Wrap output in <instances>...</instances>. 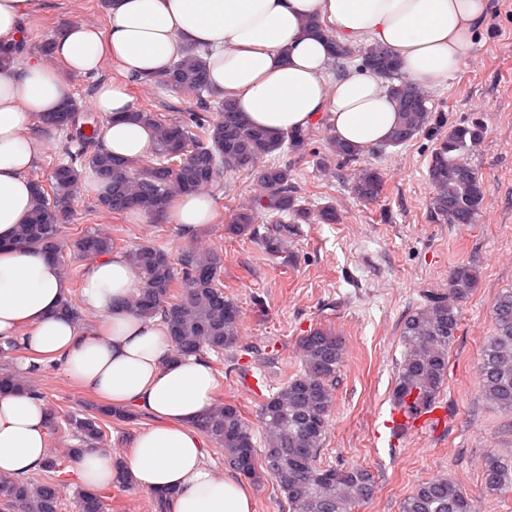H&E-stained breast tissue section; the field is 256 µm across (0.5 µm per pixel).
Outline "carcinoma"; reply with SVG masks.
<instances>
[{"label": "carcinoma", "instance_id": "1", "mask_svg": "<svg viewBox=\"0 0 512 512\" xmlns=\"http://www.w3.org/2000/svg\"><path fill=\"white\" fill-rule=\"evenodd\" d=\"M26 41L0 48V70L22 62ZM209 52L183 49L169 69L151 81L195 104L175 118L164 119L150 107L136 106L132 117L154 131L155 149L147 160L123 161L100 148H91L98 120L71 100L56 112L38 115L39 122L62 136L65 157L56 161L50 179H32L34 207L26 222L17 226L14 244L43 251L65 265L64 252L93 261L110 254L115 240L94 228L66 242L63 232L72 216L71 205L90 177L102 188L98 202L108 212L124 216L137 209L163 218L180 197L200 193L227 171L246 172L266 190L255 208L239 211L226 225L233 235H256L258 225L272 224L262 236L265 250L283 251L296 224L338 221L336 209L314 212L301 205L290 169L272 161L288 149L309 143L313 130L271 134L249 123L236 99L217 92L209 79ZM370 69L385 80L386 92L395 105L397 122L386 141L389 146L411 142L433 121L429 99L404 79L397 57L386 47L364 44L358 50L330 38L325 70L347 79L351 66ZM217 112L211 118V112ZM485 128L471 122L448 129L432 154L428 178L433 190L435 215L451 224H473L482 209L485 187L468 155L481 143ZM358 147L336 138L327 141L323 162L331 157L352 160ZM383 175L363 168L352 190L365 201L377 199ZM126 258L142 279V288L129 301L140 317H161L171 351L178 357L209 354L221 357L239 347L242 312L224 295L221 272L224 254L216 249L185 250L170 255L155 245L126 252ZM477 271L459 265L450 274L448 292L430 293L404 320L401 336L405 354L397 371L393 404L409 413H420L436 403L448 375V354L460 321V303L476 288ZM301 369L276 391L263 398L259 417L265 448H257L253 429L240 407L215 400L213 410L198 424L224 460L237 473L256 479L263 472L285 495L290 512H355L368 501L374 477L357 466L321 461L333 406V389L345 359L343 341L329 330L313 329L297 341ZM483 396L504 410H512V289L500 292L493 304L492 330L486 337L478 367ZM23 391L41 396L29 376L0 368V391ZM132 417L125 410L101 407L92 413L65 416L47 408V427L54 431L66 422L76 444L67 456L76 460L81 448H97L106 426ZM60 462L51 456L39 468L43 479L0 478V512H62ZM485 489L491 495L512 490V457L488 455L482 462ZM77 512H104L98 490L79 489ZM401 512H471L469 498L450 477L422 481L404 498Z\"/></svg>", "mask_w": 512, "mask_h": 512}]
</instances>
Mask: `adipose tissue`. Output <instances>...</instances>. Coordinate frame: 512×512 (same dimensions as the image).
<instances>
[{
    "instance_id": "adipose-tissue-1",
    "label": "adipose tissue",
    "mask_w": 512,
    "mask_h": 512,
    "mask_svg": "<svg viewBox=\"0 0 512 512\" xmlns=\"http://www.w3.org/2000/svg\"><path fill=\"white\" fill-rule=\"evenodd\" d=\"M487 0H110L105 28L66 26L53 45L69 71L96 70L103 57L124 72L155 77L183 47L211 49L209 77L233 94L245 117L275 133L311 125L329 112L337 138L369 149L384 143L396 123L380 77L364 71L327 94L321 77L325 36L305 29L308 17L327 18L340 41L375 42L393 51L409 80L440 84L473 45ZM70 87L37 58L0 72V336L60 363L70 379L108 405L151 420L131 442L123 466L98 449H84L73 474L80 486L112 485L118 471L153 492L172 489L171 512H253L245 485L220 477L205 462L198 421L214 406L209 363L175 357L161 325L126 306L140 288L126 257L109 255L86 274L85 301L101 317L97 333L80 332L59 312L70 284L59 266L37 249L11 246L15 228L32 206L28 173L42 145L28 130L43 112L61 108ZM96 112L108 116L103 150L142 157L151 129L131 117L134 104L115 84L102 85ZM206 194L180 198L173 221L185 236L212 220ZM50 455L44 403L27 393H0V477L21 478Z\"/></svg>"
}]
</instances>
